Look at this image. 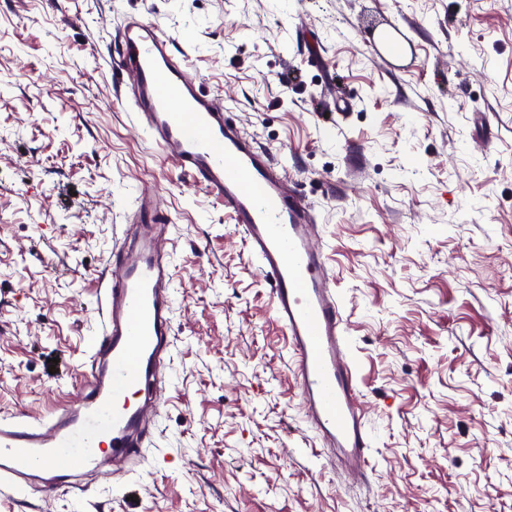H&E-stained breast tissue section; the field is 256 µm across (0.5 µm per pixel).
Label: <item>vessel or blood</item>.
Wrapping results in <instances>:
<instances>
[{
	"label": "vessel or blood",
	"mask_w": 512,
	"mask_h": 512,
	"mask_svg": "<svg viewBox=\"0 0 512 512\" xmlns=\"http://www.w3.org/2000/svg\"><path fill=\"white\" fill-rule=\"evenodd\" d=\"M113 48L111 65L132 76L124 99L145 136L223 201L260 261L288 340L304 422L349 481H368L372 439L309 203L284 180L272 153L239 132L167 32L131 15ZM170 224L159 197L142 191L97 279L102 329L81 366L83 381L45 421H0L1 485L66 496L100 473L119 476L142 461L173 345Z\"/></svg>",
	"instance_id": "b4317fda"
}]
</instances>
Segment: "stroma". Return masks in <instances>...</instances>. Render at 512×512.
Masks as SVG:
<instances>
[{"label": "stroma", "instance_id": "stroma-1", "mask_svg": "<svg viewBox=\"0 0 512 512\" xmlns=\"http://www.w3.org/2000/svg\"><path fill=\"white\" fill-rule=\"evenodd\" d=\"M133 13L314 207L367 483L307 429L232 215L119 100L109 36ZM390 28L413 63L374 53ZM151 188L175 291L145 460L73 497L0 489V512H512V0H0V418L66 403Z\"/></svg>", "mask_w": 512, "mask_h": 512}]
</instances>
